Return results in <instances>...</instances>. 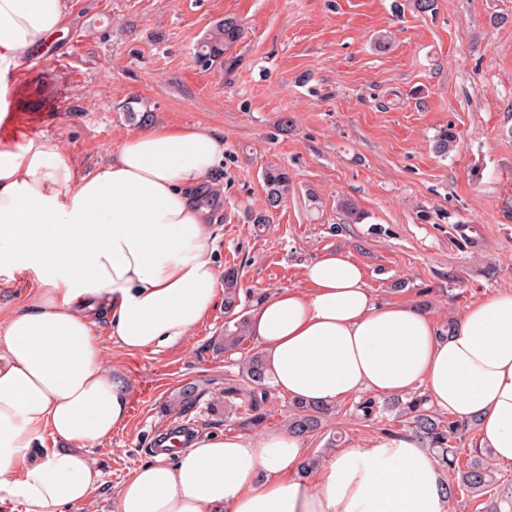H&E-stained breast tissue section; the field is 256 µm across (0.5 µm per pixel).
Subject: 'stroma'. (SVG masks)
<instances>
[{
	"instance_id": "1",
	"label": "stroma",
	"mask_w": 512,
	"mask_h": 512,
	"mask_svg": "<svg viewBox=\"0 0 512 512\" xmlns=\"http://www.w3.org/2000/svg\"><path fill=\"white\" fill-rule=\"evenodd\" d=\"M64 26L38 64L23 62L0 137L55 139L82 170L130 131L195 125L224 137L210 181L213 257L236 268L238 313L278 286H303V267L341 250L385 299L428 310L440 326L472 301L512 287V0H68ZM243 31L232 64L200 66L196 46L218 21ZM136 120H129L127 109ZM457 135L442 156L444 129ZM285 167L288 192L266 210L263 171ZM352 201L359 223L340 209ZM267 223H259L260 215ZM223 307L188 338L136 356L98 332L108 365L129 374L125 427L93 457L105 481L83 512H109L118 487L151 458L159 435L187 425L249 434L220 405L238 382L248 339L224 352ZM194 384L183 415L165 405ZM401 423L366 421L336 404L306 455L332 435L343 446Z\"/></svg>"
}]
</instances>
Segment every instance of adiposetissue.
Masks as SVG:
<instances>
[{
	"instance_id": "obj_1",
	"label": "adipose tissue",
	"mask_w": 512,
	"mask_h": 512,
	"mask_svg": "<svg viewBox=\"0 0 512 512\" xmlns=\"http://www.w3.org/2000/svg\"><path fill=\"white\" fill-rule=\"evenodd\" d=\"M66 8L0 0V120L8 77L50 43ZM223 164V136L195 126L131 132L85 173L58 142L0 138V268L36 274L28 301L0 318V503L81 512L97 495L89 451L125 426L131 381L104 365L96 318L136 355L183 341L209 316L220 269L195 191ZM303 279L250 315L281 395L332 405L419 389L437 411L477 421L476 447L512 462V289L474 301L443 334L428 312L376 295L344 252L313 260ZM304 462L285 428L200 432L141 465L113 512H448L439 465L413 437L342 449L313 480Z\"/></svg>"
}]
</instances>
